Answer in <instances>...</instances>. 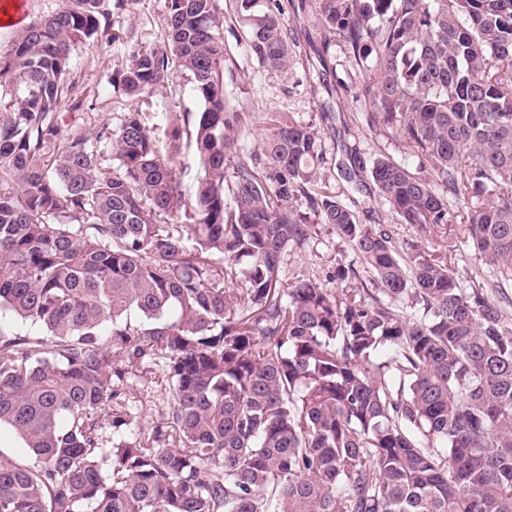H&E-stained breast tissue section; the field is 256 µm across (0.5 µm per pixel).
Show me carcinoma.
Instances as JSON below:
<instances>
[{
  "mask_svg": "<svg viewBox=\"0 0 512 512\" xmlns=\"http://www.w3.org/2000/svg\"><path fill=\"white\" fill-rule=\"evenodd\" d=\"M126 2L63 0L0 54V313L43 330L0 326V427L31 450H0V512H512V0H315L364 76L361 128L418 161L354 149L346 178L400 224L468 225L501 280L467 288L319 182L313 126L273 113L262 155L233 154L218 0H164V39L121 73L141 103L189 74L192 203L140 112L63 126L72 50ZM234 2L252 54L288 67L281 18ZM299 196L369 285L349 263L336 293L282 287ZM149 364L169 399L146 432L126 390Z\"/></svg>",
  "mask_w": 512,
  "mask_h": 512,
  "instance_id": "carcinoma-1",
  "label": "carcinoma"
}]
</instances>
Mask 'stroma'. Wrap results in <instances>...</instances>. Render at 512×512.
<instances>
[{"label":"stroma","instance_id":"obj_1","mask_svg":"<svg viewBox=\"0 0 512 512\" xmlns=\"http://www.w3.org/2000/svg\"><path fill=\"white\" fill-rule=\"evenodd\" d=\"M277 2L293 50V58L284 70L268 68L257 60L248 47L251 29L248 17L235 12L230 0H219L224 11V94L230 106L242 115L234 153L245 158L260 153L267 113L283 112L312 124L323 147V161L319 166L323 182L353 204L361 221L391 226L398 246L415 242L447 257L461 285H469L474 279H496V270L481 261L471 248L466 225L452 220L420 229L397 223L388 206L380 203L368 178L345 180L348 149L357 147L368 154L395 157L399 154L397 145L385 131L371 134L360 129L361 107L355 95L362 77L343 47L325 41L312 12L297 11L293 0ZM164 29L163 0H128L124 11L114 16L110 30L73 50L70 79L74 88L67 94L59 118L64 124L92 130L105 124L117 125L122 113L141 112L158 149L171 153L181 190L188 196L200 169L199 159L185 146L172 151L168 117L201 111L202 104L192 90L189 77L173 74L163 87L155 90L149 103L142 105L127 98L120 86L119 73L128 50L137 44L160 42ZM340 263H351L359 269L364 266L362 259L337 237L332 226L318 224L305 241L290 246L283 255L279 279L285 286L313 279L332 289L336 283L330 275ZM132 395L133 406L142 409L141 427L151 428L168 399V388L160 371H143L133 382Z\"/></svg>","mask_w":512,"mask_h":512}]
</instances>
